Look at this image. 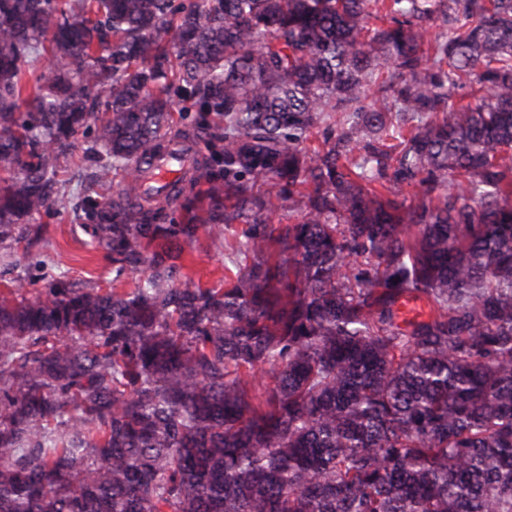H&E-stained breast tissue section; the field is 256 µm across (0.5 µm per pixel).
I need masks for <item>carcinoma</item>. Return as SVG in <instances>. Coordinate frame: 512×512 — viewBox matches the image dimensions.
<instances>
[{"label":"carcinoma","mask_w":512,"mask_h":512,"mask_svg":"<svg viewBox=\"0 0 512 512\" xmlns=\"http://www.w3.org/2000/svg\"><path fill=\"white\" fill-rule=\"evenodd\" d=\"M176 107L203 226L129 202ZM101 110L84 218L148 274L0 291V512H512V0H0L1 260ZM248 224H231L224 228V242L212 243L204 228L198 231V242L183 254L184 272L207 288H224V278L232 276L244 256L237 251Z\"/></svg>","instance_id":"obj_1"}]
</instances>
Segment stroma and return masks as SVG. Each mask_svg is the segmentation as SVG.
Here are the masks:
<instances>
[{
	"instance_id": "35a3bbf8",
	"label": "stroma",
	"mask_w": 512,
	"mask_h": 512,
	"mask_svg": "<svg viewBox=\"0 0 512 512\" xmlns=\"http://www.w3.org/2000/svg\"><path fill=\"white\" fill-rule=\"evenodd\" d=\"M100 145L95 130L78 131L72 139L71 151L77 163L64 172L63 196L47 210L33 219L41 229V239L32 247L30 254H19L15 266L0 264V287L35 261H44L54 272L66 273L71 281L91 284L104 289L111 288L112 255L108 248L99 244L78 221L73 209L79 202L85 185L91 180L96 168V153ZM243 225L225 228L224 240L215 243L206 232H199L197 243L183 254L185 273L207 288H220L225 277L231 276L243 256L238 251L242 241ZM140 278L139 272L126 273L116 284L122 288L133 287Z\"/></svg>"
}]
</instances>
